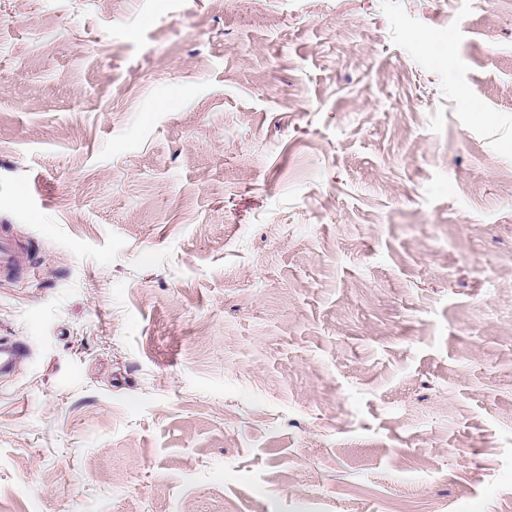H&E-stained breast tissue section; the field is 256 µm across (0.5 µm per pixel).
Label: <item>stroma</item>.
<instances>
[{"mask_svg": "<svg viewBox=\"0 0 512 512\" xmlns=\"http://www.w3.org/2000/svg\"><path fill=\"white\" fill-rule=\"evenodd\" d=\"M0 512H512V9L0 0ZM32 246L18 240L6 226H0V276L14 277L26 270ZM28 352L22 339L0 340V377L13 375Z\"/></svg>", "mask_w": 512, "mask_h": 512, "instance_id": "obj_1", "label": "stroma"}]
</instances>
